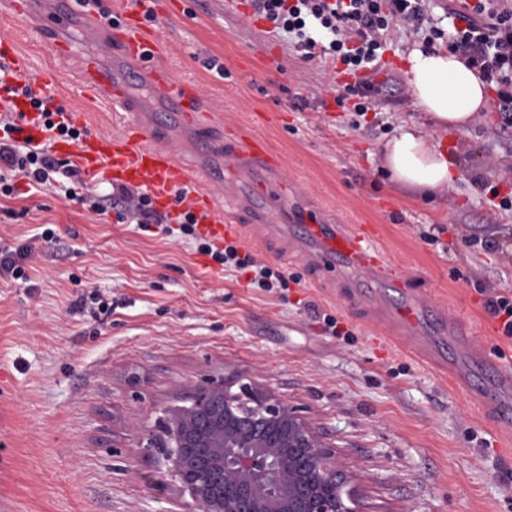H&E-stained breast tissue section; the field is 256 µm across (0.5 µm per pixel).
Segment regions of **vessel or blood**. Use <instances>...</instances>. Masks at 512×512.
I'll use <instances>...</instances> for the list:
<instances>
[{
	"mask_svg": "<svg viewBox=\"0 0 512 512\" xmlns=\"http://www.w3.org/2000/svg\"><path fill=\"white\" fill-rule=\"evenodd\" d=\"M145 0H132L118 24L114 25V47L111 68L97 60L83 63L76 87L98 94L115 114L128 117L123 133L118 135L88 133L80 142H55L56 151L74 156L87 181L107 178L115 183L145 188L157 206L172 204L178 191H186L188 209L195 214L211 237L223 239L243 234L248 246L267 244L270 232L268 209H277L282 222L300 225L305 241L316 250L318 258L335 260L352 272L369 274L381 287L391 285L399 273L381 245V227L377 224L337 225L329 228L322 215L310 209H298L291 203L288 185L281 175L282 161L263 137L235 128L225 133L224 167L245 176L235 196L237 212L227 213L218 195L199 186L193 168L183 164L176 150L160 142L158 126L136 119L137 107L130 96L122 74L131 71L142 77L149 88L159 94L181 119L194 130L202 128L205 99L197 80L176 77L171 68L158 63L161 44L144 22ZM0 62L8 63L13 75L31 76L43 90H51L57 82L55 70H33L28 57L22 55L14 38L0 37ZM14 104L22 118L21 134L40 141L45 137L38 125V115L24 97ZM407 300L395 308L389 340L406 351L430 353L433 337L422 330V291L406 288ZM499 392L496 397L479 395L485 412L494 416L493 426L501 440L512 443V419L498 416L499 407L512 397V371L498 372Z\"/></svg>",
	"mask_w": 512,
	"mask_h": 512,
	"instance_id": "obj_1",
	"label": "vessel or blood"
}]
</instances>
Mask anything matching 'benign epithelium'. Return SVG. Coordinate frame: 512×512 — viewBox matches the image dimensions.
Instances as JSON below:
<instances>
[{
    "mask_svg": "<svg viewBox=\"0 0 512 512\" xmlns=\"http://www.w3.org/2000/svg\"><path fill=\"white\" fill-rule=\"evenodd\" d=\"M148 448L202 512H354L351 476L300 410L239 379L166 410Z\"/></svg>",
    "mask_w": 512,
    "mask_h": 512,
    "instance_id": "benign-epithelium-1",
    "label": "benign epithelium"
}]
</instances>
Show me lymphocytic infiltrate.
I'll return each instance as SVG.
<instances>
[{
	"instance_id": "lymphocytic-infiltrate-1",
	"label": "lymphocytic infiltrate",
	"mask_w": 512,
	"mask_h": 512,
	"mask_svg": "<svg viewBox=\"0 0 512 512\" xmlns=\"http://www.w3.org/2000/svg\"><path fill=\"white\" fill-rule=\"evenodd\" d=\"M255 14L273 25L274 32L294 40L303 60L342 63L346 72L359 74L356 84L345 85L338 99L357 97L356 115L367 112V103L383 94L374 73L380 69L386 38L398 29L422 35L431 45L447 39L450 52L478 70L496 92V135L512 143V0H476L470 12L449 9L455 20L452 31L439 27L428 0H251ZM18 114L11 99L0 102V196L14 193L16 178L27 179L36 189L59 192L70 202L96 215L114 214L121 223H176L180 232L195 238L199 253L210 256L223 270L253 269L249 285L265 291L288 287L293 274L256 263L237 245L216 247L197 234V220L190 210L171 214L159 211L152 198L139 189L114 184L102 193L83 189L80 168L68 158L56 157L48 143H34L16 135Z\"/></svg>"
}]
</instances>
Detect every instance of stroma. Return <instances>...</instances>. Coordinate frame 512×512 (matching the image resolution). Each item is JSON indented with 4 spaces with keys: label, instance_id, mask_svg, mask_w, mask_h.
<instances>
[{
    "label": "stroma",
    "instance_id": "stroma-1",
    "mask_svg": "<svg viewBox=\"0 0 512 512\" xmlns=\"http://www.w3.org/2000/svg\"><path fill=\"white\" fill-rule=\"evenodd\" d=\"M150 3L166 45L161 63L198 80L225 124L264 137L285 177L329 222L380 225L382 246L428 293L429 329L437 314L460 313L470 339L512 369V339L480 293L488 284L512 292V210L488 211L474 184L478 176L512 182V151L493 132L497 96L465 128L429 126L461 178L448 196L421 198L391 182L381 153L423 120L407 85L359 117L353 100L327 94L334 65L302 61L248 0ZM55 15L67 19L65 61L35 33ZM97 17L78 0H31L17 17L0 0V36L15 38L34 67L58 70L55 105L79 113L87 131L118 134L123 121L75 87L97 48ZM298 96L308 102L301 111ZM143 109L183 144L202 183L221 178L219 155L166 104L148 93ZM9 205L27 214L0 221V248L27 246L28 278L0 280V512H200L146 435L197 388L236 378L302 410L353 475L362 512H512V447L501 446L468 392L379 337L366 313L372 283L330 261L311 263L277 211L269 218L288 251L269 247L255 258L297 281L264 292L165 226L121 224L20 178ZM469 222L486 223L504 250L468 247ZM48 228L55 242L43 239ZM340 277L346 285L336 295L330 287ZM95 290L111 301L109 315L72 311ZM313 305L349 338L326 334Z\"/></svg>",
    "mask_w": 512,
    "mask_h": 512
}]
</instances>
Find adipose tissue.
<instances>
[{
    "mask_svg": "<svg viewBox=\"0 0 512 512\" xmlns=\"http://www.w3.org/2000/svg\"><path fill=\"white\" fill-rule=\"evenodd\" d=\"M405 79L414 105L438 127H466L486 105L477 71L445 49H413ZM382 154L392 180L423 195L444 193L459 179L447 153L416 124L387 141Z\"/></svg>",
    "mask_w": 512,
    "mask_h": 512,
    "instance_id": "obj_1",
    "label": "adipose tissue"
}]
</instances>
